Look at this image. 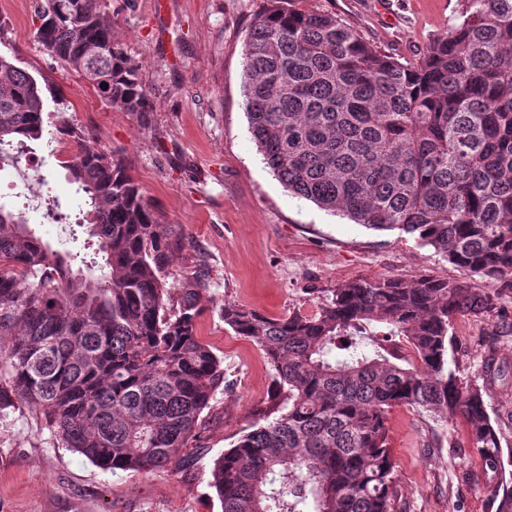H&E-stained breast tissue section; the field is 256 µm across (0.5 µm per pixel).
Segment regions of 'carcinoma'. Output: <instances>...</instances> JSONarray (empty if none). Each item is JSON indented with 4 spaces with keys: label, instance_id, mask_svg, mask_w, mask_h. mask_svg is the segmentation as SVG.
Wrapping results in <instances>:
<instances>
[{
    "label": "carcinoma",
    "instance_id": "cac0c4a2",
    "mask_svg": "<svg viewBox=\"0 0 512 512\" xmlns=\"http://www.w3.org/2000/svg\"><path fill=\"white\" fill-rule=\"evenodd\" d=\"M265 2L242 88L266 167L291 193L410 235L465 277L354 279L315 313L281 318L224 301V325L263 351L275 396L213 461L210 487L221 512H397V406L463 419L484 470H501L479 383L492 364L461 375L448 346L456 319L512 294V0H460L448 34L405 63L332 12ZM35 15L36 42L108 107L155 111L102 0H36ZM44 114L37 79L0 55V146L40 140ZM69 134V178L87 206L78 226L100 260L54 247L0 204V422L19 398L103 470L188 471L202 411L233 390L199 336L209 280L183 274L167 288L184 238L158 222L124 160ZM493 506L512 512V488Z\"/></svg>",
    "mask_w": 512,
    "mask_h": 512
}]
</instances>
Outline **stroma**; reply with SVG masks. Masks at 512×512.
Listing matches in <instances>:
<instances>
[{
	"label": "stroma",
	"instance_id": "stroma-1",
	"mask_svg": "<svg viewBox=\"0 0 512 512\" xmlns=\"http://www.w3.org/2000/svg\"><path fill=\"white\" fill-rule=\"evenodd\" d=\"M116 39L139 63L155 104L149 121L106 106L91 85L52 59L34 39L35 0H0V53L15 57L53 93L42 142L30 155L48 181L28 199L8 198L51 243L69 244L84 198L64 167L74 152L70 128L92 130L100 150L123 157L144 200L164 224L178 225L185 247L173 273L205 274L202 339L234 383L199 419L203 455L187 473L171 469L112 473L58 446L38 411L22 405L0 425V512H220L209 486L213 461L249 431L274 392L263 352L224 324L233 300L272 317L313 314L329 291L353 279L459 271L432 248L398 232H377L291 195L264 164L249 132L242 92L243 52L264 0H105ZM329 11L400 61H411L447 33L459 0H306ZM56 200L65 222L45 218ZM450 366L474 372L495 354L500 372L488 412L500 435L503 474L484 473L466 447L465 426L447 429L407 406L388 427L398 467L397 512H492V493L512 484V297L478 318H459Z\"/></svg>",
	"mask_w": 512,
	"mask_h": 512
}]
</instances>
